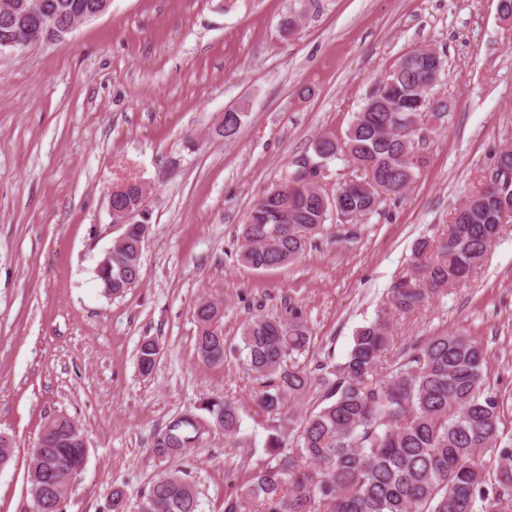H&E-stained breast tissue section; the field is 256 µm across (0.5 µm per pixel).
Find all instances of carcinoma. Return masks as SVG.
Segmentation results:
<instances>
[{"instance_id": "cac0c4a2", "label": "carcinoma", "mask_w": 512, "mask_h": 512, "mask_svg": "<svg viewBox=\"0 0 512 512\" xmlns=\"http://www.w3.org/2000/svg\"><path fill=\"white\" fill-rule=\"evenodd\" d=\"M100 0H0V40L11 38L22 21L38 13L70 20L96 8ZM37 11H32V7ZM395 85L378 87L357 112L344 141L326 135L312 149L324 160L352 161L360 175L339 191L356 220L379 208L373 183L385 181L387 195L401 194L425 163L408 165L418 152L413 135L395 132L413 126L421 113L391 112L395 99L415 97L432 78L424 57L405 56ZM245 113L224 116L215 132L236 135ZM495 173L485 186L456 209L441 236L421 238L412 249L411 270L394 283L376 319L361 327L345 360L320 378L328 403L296 422L293 445L274 432L267 437L270 460L244 478L238 491L224 499V512H512V438L500 433V399L487 381L483 346L462 333H441L386 359L392 344L391 323L397 314L424 307L448 288L477 275L495 239L503 231L502 215L512 214V181ZM288 192L263 195L241 228L240 261L255 270L284 267L297 259L321 233L318 192L303 185L293 170ZM144 241L136 224L112 244L111 270L97 276L103 292L119 297L141 280ZM221 307L204 299L195 305L199 325L196 350L209 365L224 363V334L216 323ZM239 360L262 384L259 403L269 414L313 385L312 374L296 358L311 344L303 310L288 306L287 316L257 314L244 325ZM160 347L145 338L137 351L144 376L155 369ZM215 427L231 439L240 427L239 409L221 398L203 396L151 440L152 452L174 460ZM82 431L63 415L50 417L32 452L30 493L42 503L69 494V469L80 452ZM496 460L494 479L487 478L483 454ZM196 484L181 470L160 474L140 495L136 512H199Z\"/></svg>"}]
</instances>
